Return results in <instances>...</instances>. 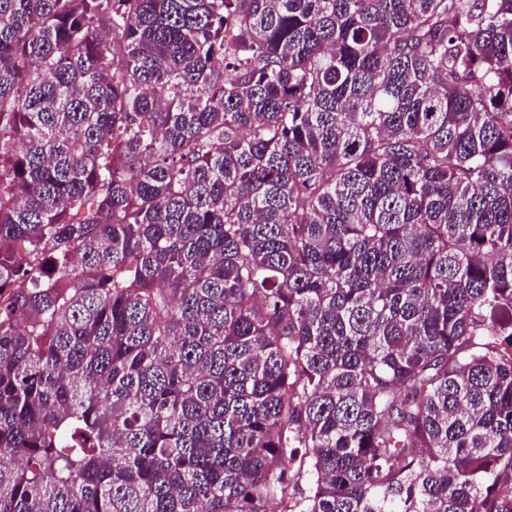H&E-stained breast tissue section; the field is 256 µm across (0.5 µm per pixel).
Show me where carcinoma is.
<instances>
[{
  "label": "carcinoma",
  "mask_w": 512,
  "mask_h": 512,
  "mask_svg": "<svg viewBox=\"0 0 512 512\" xmlns=\"http://www.w3.org/2000/svg\"><path fill=\"white\" fill-rule=\"evenodd\" d=\"M512 512V0H0V512Z\"/></svg>",
  "instance_id": "carcinoma-1"
}]
</instances>
